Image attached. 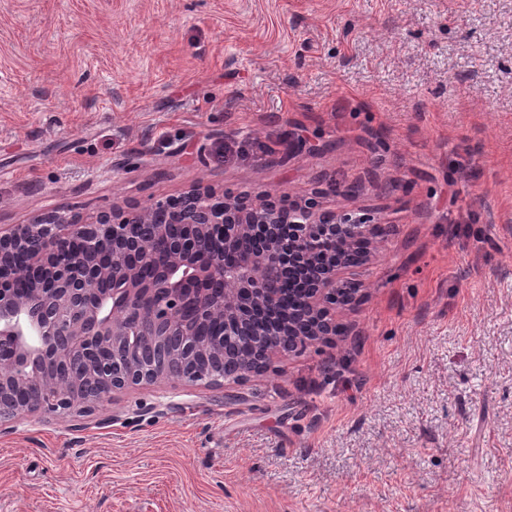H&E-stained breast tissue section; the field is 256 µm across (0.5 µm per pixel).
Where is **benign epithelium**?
<instances>
[{"label": "benign epithelium", "mask_w": 512, "mask_h": 512, "mask_svg": "<svg viewBox=\"0 0 512 512\" xmlns=\"http://www.w3.org/2000/svg\"><path fill=\"white\" fill-rule=\"evenodd\" d=\"M283 224L290 249L311 266V285L288 325H254L252 307L280 298L269 279L284 264ZM382 231L312 202L285 208L202 187L88 222L44 214L0 228V347L10 350L0 360V423L24 412L89 413L143 383H209L227 344L254 350L231 376L238 381L268 368L282 352L278 336L298 348L336 335V309L360 300L355 270L376 257ZM245 236L264 247L238 250ZM336 239L364 244L359 261L321 256ZM186 310L199 324H222L220 337L199 343L179 319ZM45 359L57 375L41 374Z\"/></svg>", "instance_id": "7a95c632"}]
</instances>
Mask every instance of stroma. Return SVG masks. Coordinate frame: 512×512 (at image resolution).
Masks as SVG:
<instances>
[{
    "instance_id": "35a3bbf8",
    "label": "stroma",
    "mask_w": 512,
    "mask_h": 512,
    "mask_svg": "<svg viewBox=\"0 0 512 512\" xmlns=\"http://www.w3.org/2000/svg\"><path fill=\"white\" fill-rule=\"evenodd\" d=\"M195 184L394 231L264 374L0 425V512H512V0H0V225Z\"/></svg>"
}]
</instances>
